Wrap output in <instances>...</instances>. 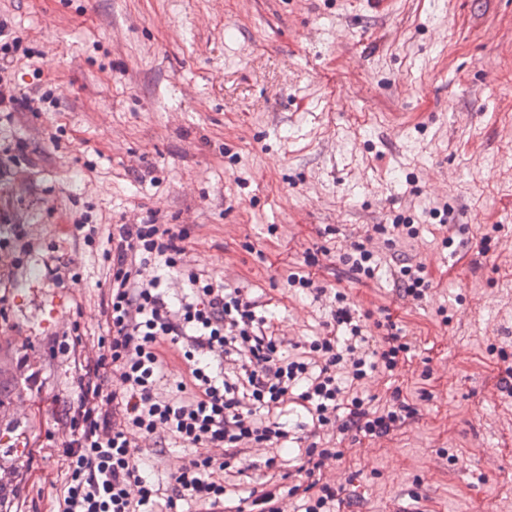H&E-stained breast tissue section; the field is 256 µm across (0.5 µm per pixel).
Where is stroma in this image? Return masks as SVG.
<instances>
[{
	"instance_id": "obj_1",
	"label": "stroma",
	"mask_w": 512,
	"mask_h": 512,
	"mask_svg": "<svg viewBox=\"0 0 512 512\" xmlns=\"http://www.w3.org/2000/svg\"><path fill=\"white\" fill-rule=\"evenodd\" d=\"M0 15L48 60L17 65L18 88L55 92L0 124V485L28 482L16 512L56 508L55 418L78 395L65 332L90 356L106 333V242L76 234L80 215L186 229L190 267L267 302L290 342L328 331L336 292L369 334L401 329L404 366L361 388L379 409L400 391L416 415L340 440L338 512H512V396L497 392L512 367V0H0ZM394 224L421 233L390 247L375 229ZM364 238L371 280L341 262ZM398 259L425 263L423 301L395 290ZM141 446L164 490L194 456Z\"/></svg>"
}]
</instances>
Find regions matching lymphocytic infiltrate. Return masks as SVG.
<instances>
[{
    "label": "lymphocytic infiltrate",
    "mask_w": 512,
    "mask_h": 512,
    "mask_svg": "<svg viewBox=\"0 0 512 512\" xmlns=\"http://www.w3.org/2000/svg\"><path fill=\"white\" fill-rule=\"evenodd\" d=\"M0 18V115L38 112L52 102L45 91L17 90L14 60L29 58ZM107 234L110 280L102 302L108 332L94 356L74 354L78 396L64 424L58 512H146L165 497L212 508L235 502V512H283L291 497L304 512H332L336 488L324 471L343 452L324 439L348 433L380 439L414 415L404 403L372 410L369 399L350 391L367 372L395 371L408 344L400 332L375 338L344 296L332 319L343 337L318 336L289 352L268 334L269 320L244 289L185 272V231L168 224H116ZM187 277L188 293L170 298L162 273ZM181 345L188 381L176 394L162 393L164 351ZM224 365L216 375L214 362ZM311 417L313 441L290 459L268 458L260 480L244 475L253 464L246 449L284 446L293 436L281 417L288 405ZM166 433L196 456L171 474L170 493L146 468L139 442ZM291 469L299 483L280 474Z\"/></svg>",
    "instance_id": "f902f5d3"
}]
</instances>
